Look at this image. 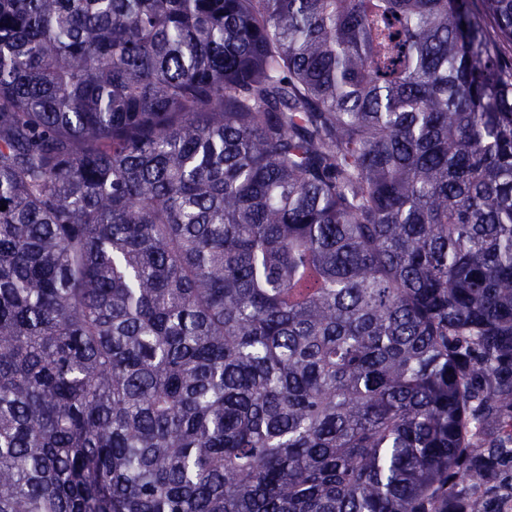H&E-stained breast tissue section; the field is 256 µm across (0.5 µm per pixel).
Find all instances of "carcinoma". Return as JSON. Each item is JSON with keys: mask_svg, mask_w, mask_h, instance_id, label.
<instances>
[{"mask_svg": "<svg viewBox=\"0 0 512 512\" xmlns=\"http://www.w3.org/2000/svg\"><path fill=\"white\" fill-rule=\"evenodd\" d=\"M480 4L0 0V512H506Z\"/></svg>", "mask_w": 512, "mask_h": 512, "instance_id": "cac0c4a2", "label": "carcinoma"}]
</instances>
